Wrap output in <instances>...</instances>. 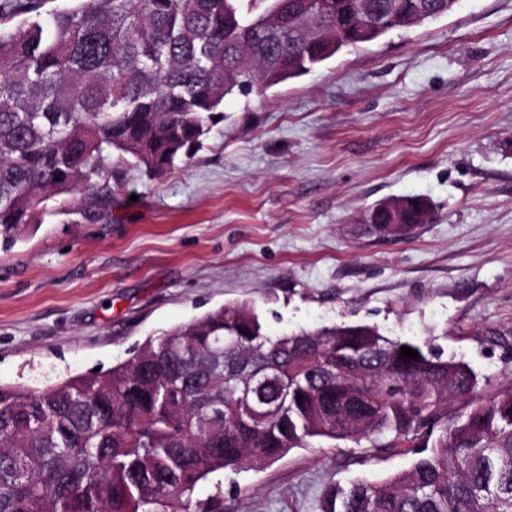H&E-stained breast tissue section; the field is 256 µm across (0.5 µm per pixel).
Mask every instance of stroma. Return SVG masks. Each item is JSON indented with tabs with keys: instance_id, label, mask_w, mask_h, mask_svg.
Returning a JSON list of instances; mask_svg holds the SVG:
<instances>
[{
	"instance_id": "1",
	"label": "stroma",
	"mask_w": 512,
	"mask_h": 512,
	"mask_svg": "<svg viewBox=\"0 0 512 512\" xmlns=\"http://www.w3.org/2000/svg\"><path fill=\"white\" fill-rule=\"evenodd\" d=\"M512 0L344 48L231 96L202 147L131 172L95 219L62 208L0 247V383L42 389L247 303L269 334L366 322L512 384ZM415 195L434 219L383 237L365 216ZM409 448L324 441L200 481L224 512H321L325 489L408 469Z\"/></svg>"
}]
</instances>
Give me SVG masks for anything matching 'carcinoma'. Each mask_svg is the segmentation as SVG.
I'll list each match as a JSON object with an SVG mask.
<instances>
[{
  "mask_svg": "<svg viewBox=\"0 0 512 512\" xmlns=\"http://www.w3.org/2000/svg\"><path fill=\"white\" fill-rule=\"evenodd\" d=\"M457 4L78 0L44 24V0H11L25 19L0 29V244L56 196L92 218L128 169L174 167L226 97ZM417 200L401 197L403 222L416 223ZM457 400L466 411L448 414ZM363 438L416 458L327 489L322 512H512V385L484 397L468 363L375 325L273 337L246 304L176 325L105 371L38 391L0 384V512H224L219 491L193 499L209 474Z\"/></svg>",
  "mask_w": 512,
  "mask_h": 512,
  "instance_id": "1",
  "label": "carcinoma"
}]
</instances>
